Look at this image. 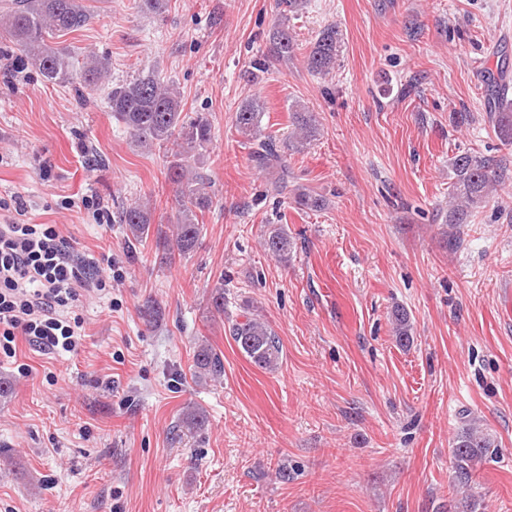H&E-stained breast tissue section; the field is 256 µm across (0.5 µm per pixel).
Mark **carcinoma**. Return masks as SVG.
Returning a JSON list of instances; mask_svg holds the SVG:
<instances>
[{
  "label": "carcinoma",
  "mask_w": 512,
  "mask_h": 512,
  "mask_svg": "<svg viewBox=\"0 0 512 512\" xmlns=\"http://www.w3.org/2000/svg\"><path fill=\"white\" fill-rule=\"evenodd\" d=\"M283 13L269 32L266 58L270 62H288L295 58L298 44L288 28V13L296 12L302 0H283ZM93 11L84 0H0V34L17 46L20 60L52 84L74 86L78 99L85 102L104 91V100L112 116L123 123L134 143L144 149L164 150L168 157L165 178L176 189L177 207L170 224L172 233L163 225H153L151 206L135 200L122 205L113 222L125 226L127 238L142 242L155 233L156 245L163 249V259L171 263L188 254L196 246L203 230L202 219L211 207L210 182L191 164V159L211 141L212 124L207 114L191 116L184 112L179 91L161 81L152 72H141L123 82L108 84L109 62L88 52L81 63L66 48H57L52 40L80 31L92 19ZM340 38L336 25L327 24L317 34L305 55L306 69L313 75L326 77L336 69ZM488 117L500 139L512 142V77L502 71L489 82ZM264 112L256 103L243 106L235 115V125L244 137L255 142L252 161L263 171L277 174L273 185L278 192L288 188L291 171L287 159L277 150L274 136H262ZM292 131L288 146L303 152L317 133V120L305 107L295 105L288 114ZM454 174L448 192V214L442 228V239L448 247L460 243L463 224L472 223L490 203L497 186L502 183L506 168L485 156L462 153L451 161ZM296 205L318 211L327 205L326 199L307 188L293 189ZM293 239L287 228L280 225L264 236V250L280 262H288ZM395 342L407 347L413 341V324L403 307H395L389 318ZM229 335L239 349L258 367L274 370L283 352L280 337L258 315L246 316L229 327ZM193 375L203 380H215L224 374V362L211 345L197 346L193 357ZM205 414L186 406L182 425L191 432L205 424ZM494 441L472 423L458 436L454 449L453 489L462 491L460 504L465 512H477L479 503L474 495L475 472L486 458Z\"/></svg>",
  "instance_id": "carcinoma-1"
}]
</instances>
